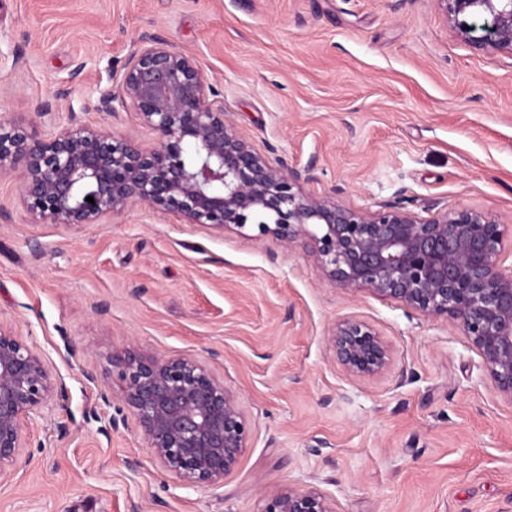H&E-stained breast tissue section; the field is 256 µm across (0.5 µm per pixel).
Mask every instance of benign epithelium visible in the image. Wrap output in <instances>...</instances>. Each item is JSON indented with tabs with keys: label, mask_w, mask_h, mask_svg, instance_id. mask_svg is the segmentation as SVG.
I'll use <instances>...</instances> for the list:
<instances>
[{
	"label": "benign epithelium",
	"mask_w": 512,
	"mask_h": 512,
	"mask_svg": "<svg viewBox=\"0 0 512 512\" xmlns=\"http://www.w3.org/2000/svg\"><path fill=\"white\" fill-rule=\"evenodd\" d=\"M434 2L459 40L512 56V0ZM218 94L193 57L156 39L137 53L119 89L101 92L97 103L111 115L134 108L154 132L153 145L74 115L50 135L34 121L0 118V176L19 173L23 206L52 224H100L147 206L219 232L253 226L256 237L286 247L304 239L327 280L455 321L478 349L495 391L512 401V269L499 264L506 225L467 205L424 220L401 200L361 212L334 194H307L302 183L311 180V167L273 165L227 123ZM330 344L353 378L389 366L387 346L361 321L338 323ZM108 363L154 460L187 485L223 482L250 436L224 381L195 357L127 350L110 354ZM57 392L41 358L0 330V481L10 478L5 465L24 448L23 417ZM262 512L332 510L320 493L290 487L268 495Z\"/></svg>",
	"instance_id": "7a95c632"
}]
</instances>
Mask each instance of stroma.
I'll list each match as a JSON object with an SVG mask.
<instances>
[{"instance_id": "stroma-1", "label": "stroma", "mask_w": 512, "mask_h": 512, "mask_svg": "<svg viewBox=\"0 0 512 512\" xmlns=\"http://www.w3.org/2000/svg\"><path fill=\"white\" fill-rule=\"evenodd\" d=\"M160 37L194 57L232 128L373 212L460 205L512 225V58L447 28L434 0H0V117L71 111L143 143L137 113L96 111ZM21 64H14V56ZM0 176V328L63 384L23 421L0 512H262L314 489L332 512H512V401L458 325L326 281L302 246L135 206L105 224L35 223ZM370 325L391 365L350 377L329 338ZM205 361L251 436L217 487L158 469L106 356Z\"/></svg>"}]
</instances>
